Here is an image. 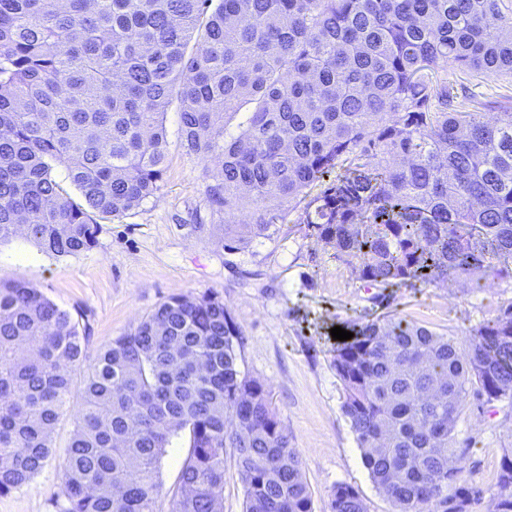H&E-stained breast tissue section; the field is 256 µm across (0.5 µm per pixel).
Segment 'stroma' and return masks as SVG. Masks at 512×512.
<instances>
[{"mask_svg":"<svg viewBox=\"0 0 512 512\" xmlns=\"http://www.w3.org/2000/svg\"><path fill=\"white\" fill-rule=\"evenodd\" d=\"M448 84L462 111L512 96V82L471 79L453 66ZM165 124L167 168L155 198L126 216L101 220L97 246L77 255L54 256L24 237L0 245V280L23 278L78 318L89 336L91 361L170 296L217 295L241 332L245 371L266 384L292 447L302 455L314 512H330L339 483L357 488L368 512H392L342 412L331 328L402 318L462 343L471 327L512 303V280L458 290L419 283L389 289L388 301L379 303L376 289L306 235L297 209L277 236L257 239L244 251L219 248L210 232L194 229L219 218L208 209L197 157L182 145L178 103L169 106ZM73 430L72 417L63 416L51 460L28 485L0 495V512H59V471ZM458 440L468 444L467 468L486 492L472 512H491L500 461L512 450V403L468 400Z\"/></svg>","mask_w":512,"mask_h":512,"instance_id":"1","label":"stroma"}]
</instances>
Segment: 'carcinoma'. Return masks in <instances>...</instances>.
<instances>
[{"instance_id": "1", "label": "carcinoma", "mask_w": 512, "mask_h": 512, "mask_svg": "<svg viewBox=\"0 0 512 512\" xmlns=\"http://www.w3.org/2000/svg\"><path fill=\"white\" fill-rule=\"evenodd\" d=\"M450 65L512 79V0H0V244L96 247L97 219L156 196L176 100L222 248L279 234L302 203L307 234L368 287L512 278V112L453 109ZM346 330L342 411L393 512H471L483 489L456 428L470 395L512 401V304L463 348L405 319ZM87 341L25 280L0 281V495L52 458ZM241 347L214 295H172L113 340L73 409L61 512H158L175 436L169 512H221L228 448L243 512H313ZM493 500L512 512V452ZM330 512L368 508L338 484ZM186 456V441L180 437L173 438L159 464V477L163 484V492L176 485Z\"/></svg>"}]
</instances>
